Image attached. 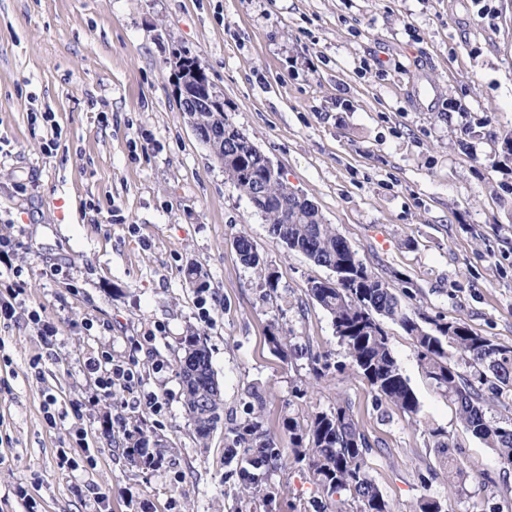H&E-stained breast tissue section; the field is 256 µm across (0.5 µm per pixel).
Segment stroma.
I'll return each mask as SVG.
<instances>
[{
  "label": "stroma",
  "mask_w": 512,
  "mask_h": 512,
  "mask_svg": "<svg viewBox=\"0 0 512 512\" xmlns=\"http://www.w3.org/2000/svg\"><path fill=\"white\" fill-rule=\"evenodd\" d=\"M197 56L229 121L316 204L410 311L512 346V0H0V512H235L223 431L200 444L174 349L203 331L225 419L248 390L283 455L257 512H316L285 416L349 404L394 512H512V469L459 423L413 341L385 322L420 403L376 400L308 294L327 268L271 235L180 110L173 56ZM279 277L269 298L233 246ZM201 270V280L186 276ZM306 356L281 358L271 328ZM139 349H132V342ZM331 369L314 378L310 354ZM135 359L139 395H100L89 359ZM142 428L162 462L128 456ZM467 471L450 483L427 430Z\"/></svg>",
  "instance_id": "obj_1"
}]
</instances>
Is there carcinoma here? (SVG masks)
Returning a JSON list of instances; mask_svg holds the SVG:
<instances>
[{"label":"carcinoma","instance_id":"cac0c4a2","mask_svg":"<svg viewBox=\"0 0 512 512\" xmlns=\"http://www.w3.org/2000/svg\"><path fill=\"white\" fill-rule=\"evenodd\" d=\"M235 134L224 139V173L261 213L269 231L288 249L304 253L314 263L336 273V280L312 281L308 295L331 317L333 329L349 358V365L364 379L376 399L407 415L419 412V400L394 356L383 327L388 320L411 336L419 365L430 384L457 408L464 429L491 448L503 467L512 468V423L503 425L487 416L483 390L496 396L512 395V347L500 345L474 333L462 320L440 322L425 318L420 323L393 289L368 270L358 251L327 223L313 203L300 198L288 183L277 180L268 186V196H258L255 177L266 172L263 157L252 148L242 130L224 121ZM234 247L241 263L258 275L267 296L277 293L278 277L270 271L257 248L244 234ZM285 331L268 336L273 353L288 350ZM176 367L182 383V404L196 438L202 443L224 424V403L205 334L188 327L176 346ZM248 416L224 429L228 452L241 458L238 499L247 504L259 496L270 471L281 455L265 428L263 400L256 392ZM283 432L293 446L294 460L307 467L317 491L330 503L350 504L334 512H393L371 476L369 443L348 405L331 411L310 412L300 420L286 416ZM428 435L438 449L441 467L453 481L461 468L448 433L431 427ZM149 436L142 431L128 435L129 455L153 463L148 452ZM415 512H448L445 503L432 496L418 500Z\"/></svg>","mask_w":512,"mask_h":512}]
</instances>
